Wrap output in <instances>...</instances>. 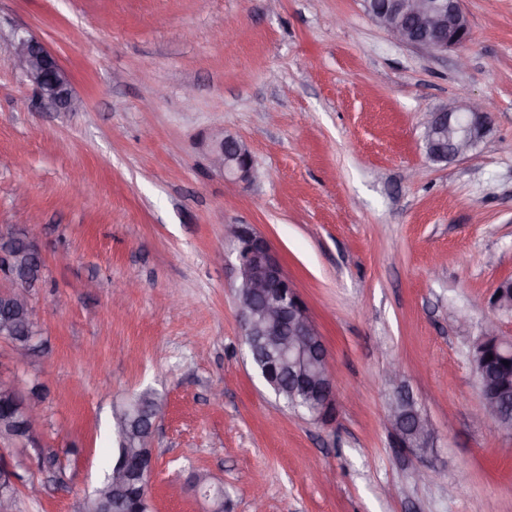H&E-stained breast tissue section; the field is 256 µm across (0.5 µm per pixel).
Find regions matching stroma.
Masks as SVG:
<instances>
[{
	"mask_svg": "<svg viewBox=\"0 0 512 512\" xmlns=\"http://www.w3.org/2000/svg\"><path fill=\"white\" fill-rule=\"evenodd\" d=\"M463 9L466 43L430 55L362 0H0V227H30L44 258L45 350L17 367L0 339V373L47 392L35 445L0 448L42 489L16 512H80L115 451L113 403L148 387L166 399L154 512H206L196 473L224 512H512V436L475 421L469 357L485 319L512 337L490 305L512 281V0ZM30 35L76 110L38 99L14 56ZM474 98L495 105L488 133L431 161L426 113ZM220 132L247 142L251 183L211 168ZM228 224L255 225L306 303L332 420L282 408L253 370L215 259ZM393 362L437 432L427 453L383 422Z\"/></svg>",
	"mask_w": 512,
	"mask_h": 512,
	"instance_id": "1",
	"label": "stroma"
}]
</instances>
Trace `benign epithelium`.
Segmentation results:
<instances>
[{"mask_svg": "<svg viewBox=\"0 0 512 512\" xmlns=\"http://www.w3.org/2000/svg\"><path fill=\"white\" fill-rule=\"evenodd\" d=\"M371 16L385 20L384 30L393 40L429 54H439L461 46L468 37L466 14L461 0H363ZM16 57L40 98L56 107L71 109L77 105L68 71L57 57L35 36L22 37ZM493 121L488 102L457 101L426 115L425 146L428 156L437 162H451L473 150ZM209 161L224 174V179L247 182L253 174V157L246 142L220 133L212 139ZM225 235L236 252L228 263L242 341L246 345L256 373L275 396L283 390V377L305 397L306 414L314 420L329 418L335 409V378L323 336L311 318L280 258L265 237L251 224H227ZM0 336L9 340L15 359L30 358L39 347V333L21 330L16 323L18 310L32 313L39 324L30 296L42 278L44 261L30 234L0 235ZM506 346L512 360V339L499 334L497 323L489 318L470 348V358L479 393L478 418L491 422L503 415L512 397V383L491 380L488 350L498 352ZM394 385L384 414L387 427L397 446L413 453L434 447L436 432L430 420L419 410L417 400L398 382L399 369H387ZM7 399L11 405L12 432L21 446L35 436L40 403L30 386L9 380ZM164 409L153 412V422L142 436L147 451L140 453L135 468L118 462L112 473L95 490L104 498L112 496V482L139 487L150 480L156 464L153 436ZM15 469L0 465V501L8 500L19 486Z\"/></svg>", "mask_w": 512, "mask_h": 512, "instance_id": "7a95c632", "label": "benign epithelium"}]
</instances>
